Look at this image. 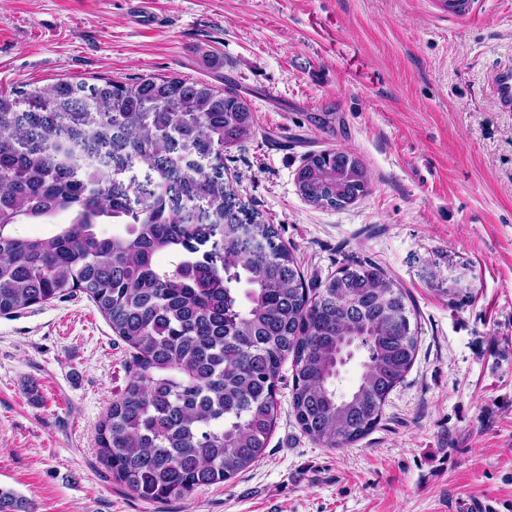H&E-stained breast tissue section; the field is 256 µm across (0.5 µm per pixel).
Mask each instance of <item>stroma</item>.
I'll list each match as a JSON object with an SVG mask.
<instances>
[{"mask_svg": "<svg viewBox=\"0 0 512 512\" xmlns=\"http://www.w3.org/2000/svg\"><path fill=\"white\" fill-rule=\"evenodd\" d=\"M0 0V92L148 74L232 87L255 135L224 154L238 203L274 225L307 283L373 263L406 291L415 362L379 425L327 449L298 426L292 370L263 460L231 485L147 502L117 484L97 428L131 349L86 294L0 315V489L15 512H512V0L443 21L429 0ZM346 149L368 193L305 201L296 172ZM489 83L498 105L512 111V61L500 62L491 72Z\"/></svg>", "mask_w": 512, "mask_h": 512, "instance_id": "35a3bbf8", "label": "stroma"}]
</instances>
